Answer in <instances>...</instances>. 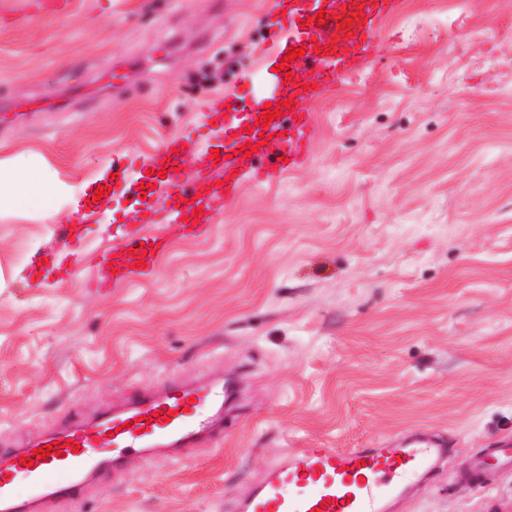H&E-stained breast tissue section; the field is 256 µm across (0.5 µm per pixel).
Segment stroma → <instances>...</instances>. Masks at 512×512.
<instances>
[{"label":"stroma","instance_id":"stroma-1","mask_svg":"<svg viewBox=\"0 0 512 512\" xmlns=\"http://www.w3.org/2000/svg\"><path fill=\"white\" fill-rule=\"evenodd\" d=\"M73 2L54 19L0 0V109H23L0 157L43 151L69 188L55 223L0 220V444L214 377L224 443L132 459L46 512H230L285 449L402 433L446 449L387 512H512L511 467L471 477L512 435V0H404L375 60L313 103L306 168L245 186L156 276L101 292L88 280L126 225L169 221L140 188L153 156L262 76L277 0ZM115 163L126 187L73 208Z\"/></svg>","mask_w":512,"mask_h":512}]
</instances>
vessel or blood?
I'll return each mask as SVG.
<instances>
[{
    "instance_id": "b4317fda",
    "label": "vessel or blood",
    "mask_w": 512,
    "mask_h": 512,
    "mask_svg": "<svg viewBox=\"0 0 512 512\" xmlns=\"http://www.w3.org/2000/svg\"><path fill=\"white\" fill-rule=\"evenodd\" d=\"M399 0H278L279 36L268 57L273 70L266 92L253 93L249 104L218 96L208 103L212 128L218 131L216 152L189 159L192 133L168 140L153 166L165 169L160 180L174 211V221L158 234L128 231L116 256L103 259L99 286L156 272L157 260L172 236L205 231L238 197L244 183L263 184L284 172L306 166L317 127L310 101L320 98L343 74L367 64L378 49L382 23ZM362 10L364 23L351 21ZM325 23H318L319 13ZM349 19L340 29L341 19ZM333 43L330 54L316 44ZM303 49L278 72L287 52ZM280 108L269 127L259 124L265 105ZM268 141H261L262 131ZM252 149L242 156L241 147ZM143 269H135V261ZM224 433V385L202 381L173 387L155 385L135 391L121 407L102 412L93 422L79 416L37 439L0 450V512H44L54 501L80 503L112 469L136 456H178L181 448ZM59 442L61 454L33 459V449ZM444 452L441 442L415 437L378 448H291L269 463L264 479L234 512H382L381 500L393 493L397 478L422 471ZM33 466H25V459ZM512 464V443L487 449L472 469L484 478L487 469Z\"/></svg>"
}]
</instances>
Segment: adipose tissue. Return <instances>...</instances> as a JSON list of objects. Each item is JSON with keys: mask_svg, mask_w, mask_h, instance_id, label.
I'll list each match as a JSON object with an SVG mask.
<instances>
[{"mask_svg": "<svg viewBox=\"0 0 512 512\" xmlns=\"http://www.w3.org/2000/svg\"><path fill=\"white\" fill-rule=\"evenodd\" d=\"M65 188L42 152L23 150L0 158V218L25 216L54 223L55 200Z\"/></svg>", "mask_w": 512, "mask_h": 512, "instance_id": "obj_1", "label": "adipose tissue"}]
</instances>
